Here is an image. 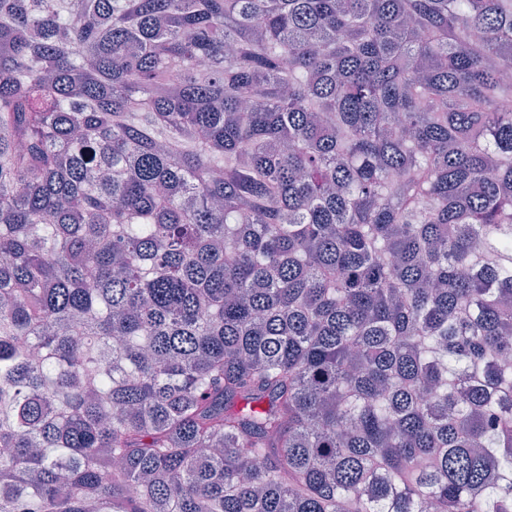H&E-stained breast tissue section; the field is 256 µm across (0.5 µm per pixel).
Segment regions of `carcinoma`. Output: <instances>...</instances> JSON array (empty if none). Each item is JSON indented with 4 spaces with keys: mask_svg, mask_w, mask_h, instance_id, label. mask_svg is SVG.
Instances as JSON below:
<instances>
[{
    "mask_svg": "<svg viewBox=\"0 0 512 512\" xmlns=\"http://www.w3.org/2000/svg\"><path fill=\"white\" fill-rule=\"evenodd\" d=\"M508 67L512 0H0V512H512Z\"/></svg>",
    "mask_w": 512,
    "mask_h": 512,
    "instance_id": "1",
    "label": "carcinoma"
}]
</instances>
